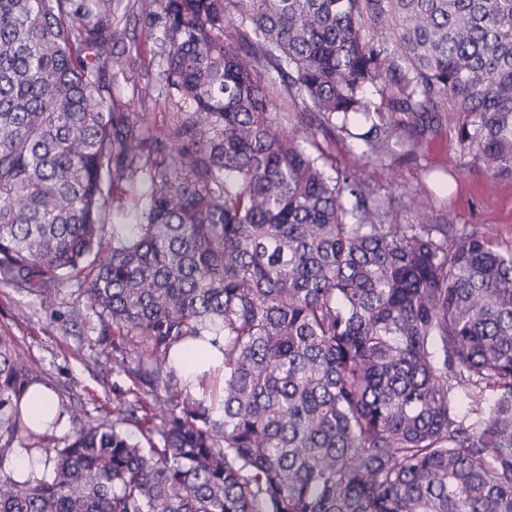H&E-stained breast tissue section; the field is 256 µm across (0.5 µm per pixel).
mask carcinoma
Here are the masks:
<instances>
[{
	"instance_id": "cac0c4a2",
	"label": "carcinoma",
	"mask_w": 512,
	"mask_h": 512,
	"mask_svg": "<svg viewBox=\"0 0 512 512\" xmlns=\"http://www.w3.org/2000/svg\"><path fill=\"white\" fill-rule=\"evenodd\" d=\"M121 6L163 30L133 97L189 105L159 132L112 98ZM444 112L512 175V0H0V283L76 282L133 382L58 440L1 335L0 512H512V241L382 223L367 162L331 178L317 143L411 153L386 117ZM221 363V354L216 349L208 347L207 350L199 352V354L191 361L181 359L177 362L176 367L184 380L193 384L192 389L195 390L196 374L208 369L209 366H215ZM15 448L13 453V466L17 475L28 476L35 473L40 476L43 473V462L37 456H31L20 446Z\"/></svg>"
}]
</instances>
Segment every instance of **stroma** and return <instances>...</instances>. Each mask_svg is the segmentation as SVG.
Listing matches in <instances>:
<instances>
[{"label": "stroma", "mask_w": 512, "mask_h": 512, "mask_svg": "<svg viewBox=\"0 0 512 512\" xmlns=\"http://www.w3.org/2000/svg\"><path fill=\"white\" fill-rule=\"evenodd\" d=\"M161 37V29L156 28L125 40L134 66L112 83L116 103L131 101L133 85L142 75L158 73ZM396 120L414 134L419 146L408 154L394 144L369 159V182L386 203L384 223H414L408 201L426 196L432 203L429 223L473 227L503 240L512 238V176L484 167L476 148L459 141L455 118L424 128L415 127L403 114ZM77 295L76 285L66 284L56 305L44 308L35 297L0 284V332L12 336L19 350L42 370L66 416L54 431L58 438L71 432L67 416L72 408L81 409L90 420L111 418L114 386L130 384L112 366V341L103 337L100 319L91 313L72 318Z\"/></svg>", "instance_id": "1"}]
</instances>
